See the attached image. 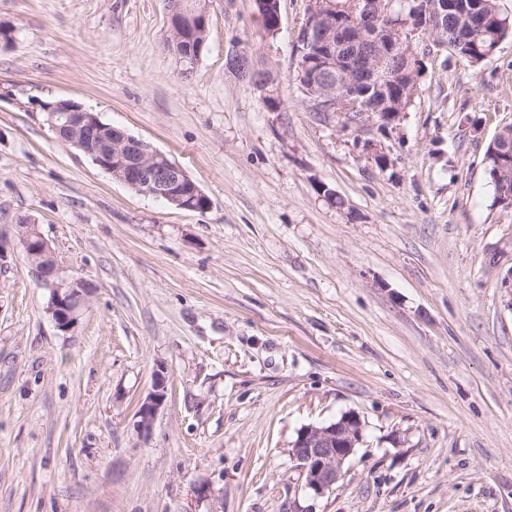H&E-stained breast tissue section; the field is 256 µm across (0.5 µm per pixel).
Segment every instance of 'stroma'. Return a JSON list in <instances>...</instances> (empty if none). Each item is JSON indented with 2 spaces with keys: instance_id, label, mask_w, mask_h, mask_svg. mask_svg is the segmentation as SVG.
<instances>
[{
  "instance_id": "stroma-1",
  "label": "stroma",
  "mask_w": 512,
  "mask_h": 512,
  "mask_svg": "<svg viewBox=\"0 0 512 512\" xmlns=\"http://www.w3.org/2000/svg\"><path fill=\"white\" fill-rule=\"evenodd\" d=\"M306 7L280 0L270 35L253 0H215L185 76L167 0H0V512H512V209L485 165L512 124V38L475 68L420 38L409 112L349 124L294 81ZM232 51L276 75L278 110ZM58 100L167 154L209 208L62 144ZM25 218L96 287L68 332ZM352 411L363 439L313 495L291 444ZM225 66L227 69H231L239 75L247 77L253 83L261 86L264 84L263 70L256 66L253 59L247 53L238 52L230 54L226 58ZM167 391L168 378L164 369L160 368L154 372L151 390L141 400L138 407V429L141 431H147L150 429L156 415L166 402Z\"/></svg>"
}]
</instances>
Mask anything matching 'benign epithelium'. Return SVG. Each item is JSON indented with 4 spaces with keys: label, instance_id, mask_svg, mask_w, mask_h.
Instances as JSON below:
<instances>
[{
    "label": "benign epithelium",
    "instance_id": "benign-epithelium-1",
    "mask_svg": "<svg viewBox=\"0 0 512 512\" xmlns=\"http://www.w3.org/2000/svg\"><path fill=\"white\" fill-rule=\"evenodd\" d=\"M167 2L168 46L179 44L185 30L208 37L212 0ZM256 2L260 6V17L271 20L268 33L277 32L281 25L279 0ZM390 6L389 0H372L364 20L358 22L337 16L334 0H308L298 39L314 49L307 77L310 86L322 87L323 95L316 100L317 111H342L345 90L373 86L387 60L418 57L417 34L434 35L428 13L414 11L385 29V38L373 49H362L372 17L385 14ZM225 67L253 83L264 84L263 70L244 52L229 55ZM388 79V97L395 107L406 109L412 105L417 88L405 80L401 72L388 74ZM45 112L62 143L89 156L117 181L139 193L163 197L179 209L202 212L209 208L208 198L184 168L144 140L103 123L97 114L69 101L51 103L45 106ZM16 229L26 259L40 284L50 293L47 313L58 330L69 331L89 303L94 285L65 274L37 225L23 219ZM167 391L168 378L160 368L154 372L151 390L138 407V429H150L166 402ZM362 438L363 422L355 412L344 413L328 424L301 428L292 443L291 454L304 486L321 495L336 485L343 475L345 462Z\"/></svg>",
    "mask_w": 512,
    "mask_h": 512
}]
</instances>
